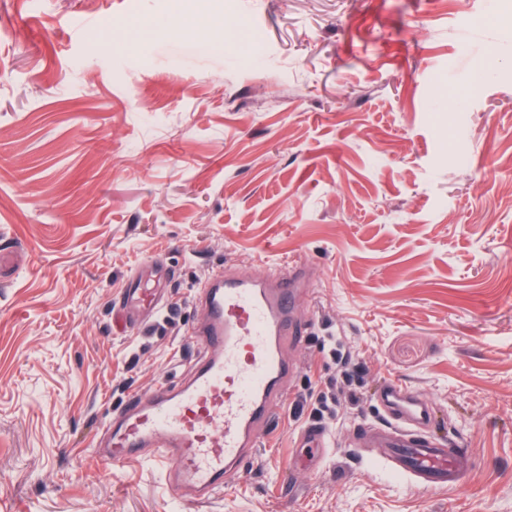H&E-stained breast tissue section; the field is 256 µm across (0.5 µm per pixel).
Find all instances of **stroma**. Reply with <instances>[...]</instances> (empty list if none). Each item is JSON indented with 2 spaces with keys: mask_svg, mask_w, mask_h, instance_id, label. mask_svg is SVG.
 <instances>
[{
  "mask_svg": "<svg viewBox=\"0 0 512 512\" xmlns=\"http://www.w3.org/2000/svg\"><path fill=\"white\" fill-rule=\"evenodd\" d=\"M125 2L0 0V249L27 260L0 283V512H512V0ZM151 258L166 307L118 332ZM290 260L297 375L235 487L104 461L113 412L188 366L199 281ZM388 381L432 399L459 489L389 468ZM300 442L303 443V448H315L322 453L331 446L326 429L315 424H309L301 430Z\"/></svg>",
  "mask_w": 512,
  "mask_h": 512,
  "instance_id": "35a3bbf8",
  "label": "stroma"
}]
</instances>
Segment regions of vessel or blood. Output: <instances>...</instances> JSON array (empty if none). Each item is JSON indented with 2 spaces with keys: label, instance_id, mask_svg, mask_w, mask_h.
I'll use <instances>...</instances> for the list:
<instances>
[{
  "label": "vessel or blood",
  "instance_id": "vessel-or-blood-1",
  "mask_svg": "<svg viewBox=\"0 0 512 512\" xmlns=\"http://www.w3.org/2000/svg\"><path fill=\"white\" fill-rule=\"evenodd\" d=\"M164 267L155 259L127 276L118 299L124 328L136 327L141 313L164 309L157 279ZM309 285L294 262L217 271L201 281L189 368L177 382L128 397L105 434L104 457L119 464L152 456L167 484L197 501L232 489L274 433L288 398L296 373L288 349L304 320L297 297ZM376 398L383 414L373 430L396 469L416 487H455L456 457L424 433L434 416L431 400L395 382L380 386ZM300 441L320 451L330 446L326 429L315 424L301 430Z\"/></svg>",
  "mask_w": 512,
  "mask_h": 512
}]
</instances>
